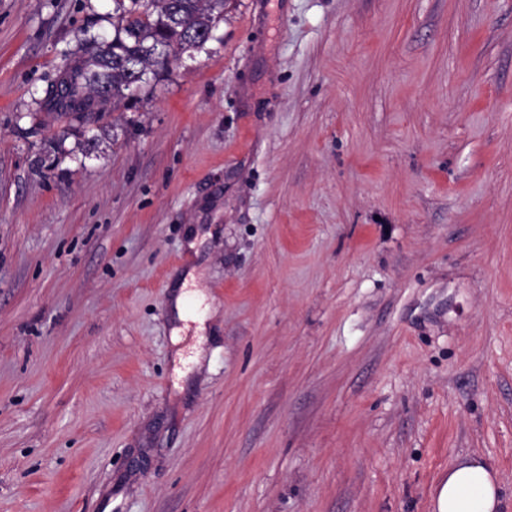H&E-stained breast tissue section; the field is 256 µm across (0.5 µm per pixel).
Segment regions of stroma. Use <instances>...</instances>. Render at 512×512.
Returning a JSON list of instances; mask_svg holds the SVG:
<instances>
[{
	"mask_svg": "<svg viewBox=\"0 0 512 512\" xmlns=\"http://www.w3.org/2000/svg\"><path fill=\"white\" fill-rule=\"evenodd\" d=\"M113 9L0 0V512H512V0H226L67 126ZM195 275L190 272L188 273V277L183 279L181 283L180 290L175 294L173 298V310L175 312L176 318L179 321H187L191 318L186 311V302L190 298H200L199 293L197 291H186V288L194 285ZM433 512H500V483L480 458L467 457L448 468L436 486Z\"/></svg>",
	"mask_w": 512,
	"mask_h": 512,
	"instance_id": "stroma-1",
	"label": "stroma"
}]
</instances>
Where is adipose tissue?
Wrapping results in <instances>:
<instances>
[{
    "mask_svg": "<svg viewBox=\"0 0 512 512\" xmlns=\"http://www.w3.org/2000/svg\"><path fill=\"white\" fill-rule=\"evenodd\" d=\"M433 512H500V483L495 470L482 459L455 462L436 486Z\"/></svg>",
    "mask_w": 512,
    "mask_h": 512,
    "instance_id": "ef3b65f1",
    "label": "adipose tissue"
}]
</instances>
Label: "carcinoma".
I'll return each mask as SVG.
<instances>
[{
  "instance_id": "1",
  "label": "carcinoma",
  "mask_w": 512,
  "mask_h": 512,
  "mask_svg": "<svg viewBox=\"0 0 512 512\" xmlns=\"http://www.w3.org/2000/svg\"><path fill=\"white\" fill-rule=\"evenodd\" d=\"M114 35L107 41L81 30L65 57L53 100L69 124L83 125L107 103L134 96L153 67L168 64L191 40L205 44L224 16V0H113Z\"/></svg>"
}]
</instances>
